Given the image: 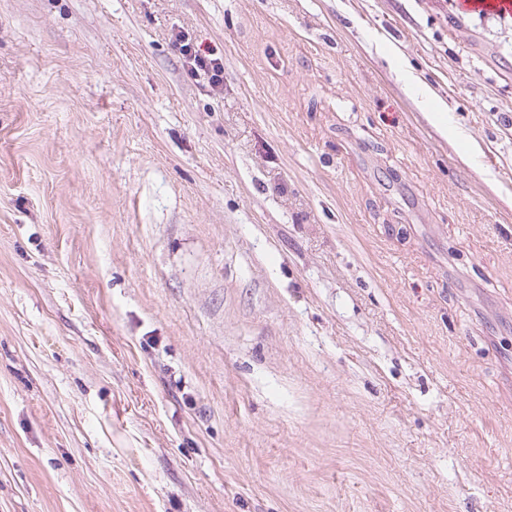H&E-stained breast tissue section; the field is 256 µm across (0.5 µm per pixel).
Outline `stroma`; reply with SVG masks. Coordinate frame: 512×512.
<instances>
[{"label":"stroma","instance_id":"stroma-1","mask_svg":"<svg viewBox=\"0 0 512 512\" xmlns=\"http://www.w3.org/2000/svg\"><path fill=\"white\" fill-rule=\"evenodd\" d=\"M0 512H512V18L0 0ZM173 46L183 59L184 68L191 77L207 78L212 91L222 93L224 88V62L213 50L203 51L183 32L173 34Z\"/></svg>","mask_w":512,"mask_h":512}]
</instances>
